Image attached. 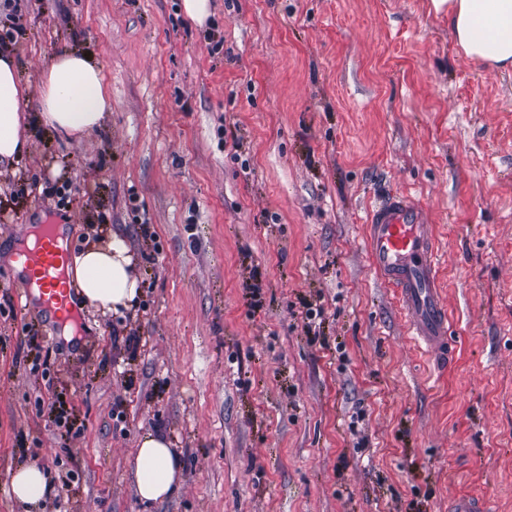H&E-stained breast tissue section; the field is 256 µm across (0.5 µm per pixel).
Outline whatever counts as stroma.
I'll return each mask as SVG.
<instances>
[{
    "mask_svg": "<svg viewBox=\"0 0 512 512\" xmlns=\"http://www.w3.org/2000/svg\"><path fill=\"white\" fill-rule=\"evenodd\" d=\"M10 14L33 121L0 174V512H25L26 464L56 487L43 512H448L460 494L512 512V70L468 59L432 0ZM66 50L112 103L82 135L36 119ZM397 191L435 229L444 369L366 253L367 211ZM46 217L73 252L126 238L131 311L84 307L69 341L19 292L5 250ZM156 428L182 487L149 507L131 460Z\"/></svg>",
    "mask_w": 512,
    "mask_h": 512,
    "instance_id": "stroma-1",
    "label": "stroma"
}]
</instances>
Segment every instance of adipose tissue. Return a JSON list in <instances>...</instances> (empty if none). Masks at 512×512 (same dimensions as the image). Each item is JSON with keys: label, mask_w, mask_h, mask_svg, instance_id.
Returning <instances> with one entry per match:
<instances>
[{"label": "adipose tissue", "mask_w": 512, "mask_h": 512, "mask_svg": "<svg viewBox=\"0 0 512 512\" xmlns=\"http://www.w3.org/2000/svg\"><path fill=\"white\" fill-rule=\"evenodd\" d=\"M447 6L448 27L471 60L497 70L512 69V0H433ZM25 88L13 57L0 54V168L11 167L22 153V100ZM39 106L46 125L70 134L100 126L111 102L98 61L87 54L64 52L47 67ZM68 272L81 288L79 306L120 315L141 295L137 261L126 240L112 234L105 242L72 255ZM183 465L167 437L148 431L132 459L139 499L161 503L180 489ZM13 496L27 512H37L53 485L43 468L26 465L13 471Z\"/></svg>", "instance_id": "ef3b65f1"}]
</instances>
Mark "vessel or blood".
Masks as SVG:
<instances>
[{"label": "vessel or blood", "instance_id": "b4317fda", "mask_svg": "<svg viewBox=\"0 0 512 512\" xmlns=\"http://www.w3.org/2000/svg\"><path fill=\"white\" fill-rule=\"evenodd\" d=\"M367 253L378 279L394 288L413 340L426 354L446 361L451 353L448 309L437 292L439 263L434 228L423 206L405 193L379 198L368 211ZM17 284L23 292L38 291L45 307L69 315L74 290L63 277L66 255L53 230H46L34 248L20 249Z\"/></svg>", "mask_w": 512, "mask_h": 512}]
</instances>
